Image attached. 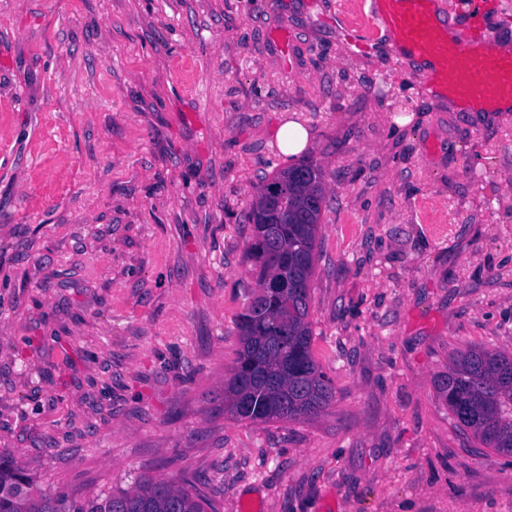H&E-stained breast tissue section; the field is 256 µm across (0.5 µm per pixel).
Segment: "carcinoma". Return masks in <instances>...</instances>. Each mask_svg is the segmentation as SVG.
I'll return each instance as SVG.
<instances>
[{"mask_svg":"<svg viewBox=\"0 0 512 512\" xmlns=\"http://www.w3.org/2000/svg\"><path fill=\"white\" fill-rule=\"evenodd\" d=\"M325 194L323 172L302 159L276 172L247 215L248 251L259 292L238 317L240 349L224 380V412L254 423L318 414L336 391L311 351L310 282ZM437 387L477 441L512 454V356L467 347L453 354ZM34 481L0 456V512H204L173 480L142 477L131 490L93 497L36 495Z\"/></svg>","mask_w":512,"mask_h":512,"instance_id":"cac0c4a2","label":"carcinoma"}]
</instances>
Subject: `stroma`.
I'll return each instance as SVG.
<instances>
[{
	"mask_svg": "<svg viewBox=\"0 0 512 512\" xmlns=\"http://www.w3.org/2000/svg\"><path fill=\"white\" fill-rule=\"evenodd\" d=\"M443 0L459 38L512 0ZM364 0H0V455L47 495L171 479L205 512H512V455L437 389L512 354V112H463ZM294 48L291 71L274 39ZM308 128L311 279L335 400L224 414L258 286L247 213ZM276 141L282 154L294 156L305 149L308 142V132L299 122L289 120L278 129Z\"/></svg>",
	"mask_w": 512,
	"mask_h": 512,
	"instance_id": "1",
	"label": "stroma"
}]
</instances>
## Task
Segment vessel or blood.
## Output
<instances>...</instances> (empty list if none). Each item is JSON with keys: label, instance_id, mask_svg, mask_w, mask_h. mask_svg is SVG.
Wrapping results in <instances>:
<instances>
[{"label": "vessel or blood", "instance_id": "vessel-or-blood-1", "mask_svg": "<svg viewBox=\"0 0 512 512\" xmlns=\"http://www.w3.org/2000/svg\"><path fill=\"white\" fill-rule=\"evenodd\" d=\"M435 0H371L374 26L398 40L396 57L430 59L428 74L440 93L472 109H492L512 99V55L492 47L474 52L469 43L449 41L435 17Z\"/></svg>", "mask_w": 512, "mask_h": 512}]
</instances>
